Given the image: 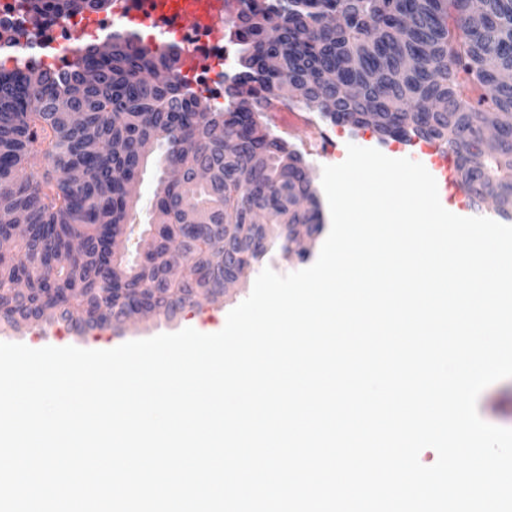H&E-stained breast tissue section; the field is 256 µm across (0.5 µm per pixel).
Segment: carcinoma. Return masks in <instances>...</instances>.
Masks as SVG:
<instances>
[{
	"label": "carcinoma",
	"mask_w": 512,
	"mask_h": 512,
	"mask_svg": "<svg viewBox=\"0 0 512 512\" xmlns=\"http://www.w3.org/2000/svg\"><path fill=\"white\" fill-rule=\"evenodd\" d=\"M238 64L213 108L182 74L174 45L112 34L63 68L0 70V237L25 215L26 236L0 254V320H120L125 295L155 296L173 318L224 287L235 263L284 258L292 226L320 230L302 156L259 122L277 101L352 132L371 128L409 144L437 143L456 158L472 203L500 200L512 220V0H240ZM112 0H45L60 16L109 9ZM504 121L498 147L481 148L484 113ZM102 150L90 156L87 143ZM163 141L159 163L183 171L155 204L156 232L132 263L113 257L133 201L129 185ZM210 176L197 182L195 171ZM31 170L21 178L18 172ZM184 273L170 275L169 243ZM16 288L26 289L22 296Z\"/></svg>",
	"instance_id": "carcinoma-1"
}]
</instances>
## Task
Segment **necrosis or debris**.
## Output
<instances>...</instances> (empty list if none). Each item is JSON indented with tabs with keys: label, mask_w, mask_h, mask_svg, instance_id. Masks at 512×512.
<instances>
[{
	"label": "necrosis or debris",
	"mask_w": 512,
	"mask_h": 512,
	"mask_svg": "<svg viewBox=\"0 0 512 512\" xmlns=\"http://www.w3.org/2000/svg\"><path fill=\"white\" fill-rule=\"evenodd\" d=\"M120 3V13L97 19L98 30L108 33L116 24L124 22L151 28L186 52L190 61L188 71L197 84L214 99L223 98L224 81L214 77L211 63L229 59L237 43L231 22L238 0H225L226 25L221 30L210 28L206 22L208 0H120ZM82 25V17L65 19L50 12L42 28L15 41L11 34L23 28L24 16L16 0H0V52L16 55L26 67L42 64L49 57L62 62L69 57L76 32Z\"/></svg>",
	"instance_id": "4bbe7bcc"
}]
</instances>
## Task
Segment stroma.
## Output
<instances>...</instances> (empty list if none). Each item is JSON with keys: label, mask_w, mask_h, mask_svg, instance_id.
<instances>
[{"label": "stroma", "mask_w": 512, "mask_h": 512, "mask_svg": "<svg viewBox=\"0 0 512 512\" xmlns=\"http://www.w3.org/2000/svg\"><path fill=\"white\" fill-rule=\"evenodd\" d=\"M312 120L317 126L316 130L330 132L336 142L334 149L325 153L319 147L313 146L311 143L313 132L305 129L287 133L273 122L269 123L268 128L274 135L284 137L291 148L302 154L313 183L321 182L324 166L337 165L345 160L347 147L351 144L380 149L383 154L395 159L409 158L424 165L429 162L430 156L424 152L421 141L416 140L405 145L390 140L382 144L379 143L378 136L372 129H363L353 134L343 126L325 121L320 115H313ZM163 177L162 170L158 168L155 159L151 158L145 162L136 179L133 188L134 207L129 213L126 226V235L133 241L138 240L144 225L153 220L154 205ZM322 239L323 236L319 233L311 238L307 245L309 255L304 260L295 256L286 259L276 252L268 254L263 265L250 266L236 287L225 293L218 301L185 307L173 320L159 317L135 320L118 328L95 331L86 335L75 334L64 324L56 322H42L16 330L0 326V342L22 343L32 348L76 346L95 350L103 346L116 347L129 341L147 339L163 333H175L182 330L192 319L198 320L204 326H217L224 321L230 309L249 296L262 268H270L282 275L308 268L317 259ZM477 410L484 421L512 428V378L486 387L478 398Z\"/></svg>", "instance_id": "1"}]
</instances>
